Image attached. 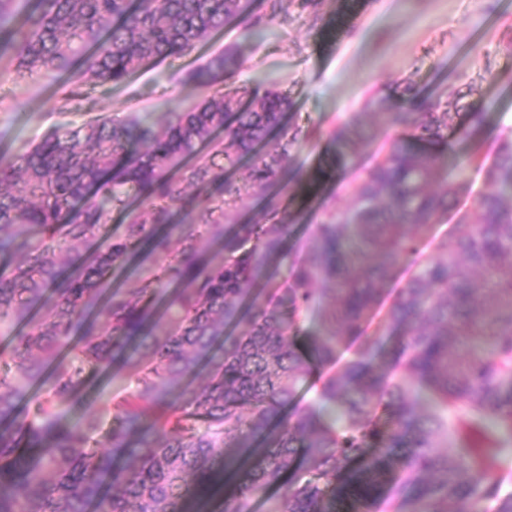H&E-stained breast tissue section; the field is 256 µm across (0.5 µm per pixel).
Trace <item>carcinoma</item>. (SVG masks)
<instances>
[{"label": "carcinoma", "mask_w": 512, "mask_h": 512, "mask_svg": "<svg viewBox=\"0 0 512 512\" xmlns=\"http://www.w3.org/2000/svg\"><path fill=\"white\" fill-rule=\"evenodd\" d=\"M252 2L0 0V59L52 76L60 109L79 111L86 85L123 83L239 19L260 25ZM235 65L224 51L194 79L209 87ZM475 94L471 82L390 113L411 134L360 168L352 205L314 225L274 295L263 284L299 214L224 225L215 212L283 181L308 136L281 126L286 95L241 108L213 94L162 127L146 113L100 115L0 156V255L15 257L0 264V512H189L192 493L219 474L233 484L219 512H253L285 476L269 512H328L343 476L336 512H512V474L458 430L490 419L512 440V141L487 173L477 221L458 223L397 294L381 335H365L389 273L455 204L460 184L425 145L463 119L465 134L480 131ZM275 129L280 150L260 152ZM367 140L365 126L344 123L333 136L342 165L358 166ZM246 156L241 185L226 173ZM132 198L148 206L130 212L124 232L77 254ZM151 254L163 261L146 264ZM126 269L139 288L103 293ZM320 291L330 305L310 336ZM349 341L358 347L323 375ZM115 363L127 393L101 397L107 446L101 413L66 415ZM202 368L206 384L187 383ZM314 373L316 396L303 402Z\"/></svg>", "instance_id": "obj_1"}]
</instances>
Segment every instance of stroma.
<instances>
[{"label":"stroma","instance_id":"1","mask_svg":"<svg viewBox=\"0 0 512 512\" xmlns=\"http://www.w3.org/2000/svg\"><path fill=\"white\" fill-rule=\"evenodd\" d=\"M254 12L268 19L266 37L248 38L243 25H230L189 53L141 67L122 84L89 89L79 113L59 110L52 77L23 78L14 67H0V156L24 150L57 125H78L101 113L120 120L149 112L166 121L209 95L193 71L235 49L240 65L225 79L228 90L245 100L278 90L291 102L286 121L313 132L292 152L302 181L226 200L219 215L224 224L260 222L271 201L301 210L303 220L288 238L287 262L279 267L284 273L288 261L303 257L314 224L351 204L346 184L353 172L332 171V135L341 122L354 118L368 127L372 139L363 153L369 157L401 137L389 115L409 111L405 87L442 101L479 79L484 127L475 139L455 141L462 163L448 171L463 190L448 215L422 236L418 251L392 272L389 286L400 291L438 256L459 219L476 220V202L488 189L486 172L501 143L512 139V0H320L314 8L292 0L274 17L266 0H255Z\"/></svg>","mask_w":512,"mask_h":512}]
</instances>
